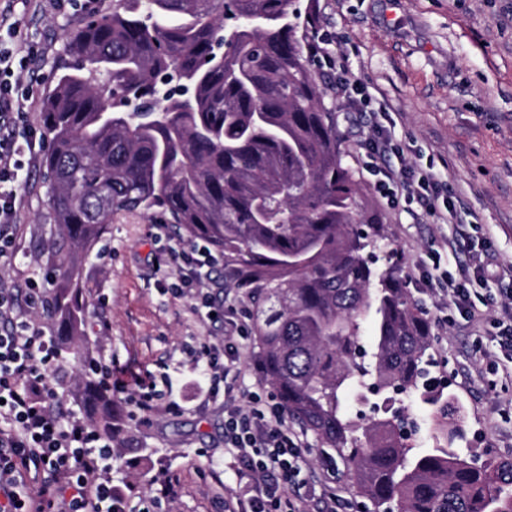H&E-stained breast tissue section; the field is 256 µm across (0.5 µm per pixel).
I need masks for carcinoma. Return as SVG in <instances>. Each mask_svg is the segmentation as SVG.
I'll return each mask as SVG.
<instances>
[{
  "label": "carcinoma",
  "instance_id": "1",
  "mask_svg": "<svg viewBox=\"0 0 512 512\" xmlns=\"http://www.w3.org/2000/svg\"><path fill=\"white\" fill-rule=\"evenodd\" d=\"M293 0H116L66 36L76 60L44 99L54 226L76 247L123 211L161 213L224 253L254 294L266 380L288 415L349 464L375 512H512V461L477 465L414 448L393 418L362 435L345 412L357 387H420L430 325L374 267L380 227L343 165L332 113ZM223 42V62L202 66ZM189 79L188 101L157 99L159 76ZM134 100L144 108L127 110ZM52 312L82 336L74 261L54 263ZM373 329L370 349L362 324ZM89 424L116 432L112 396L80 377Z\"/></svg>",
  "mask_w": 512,
  "mask_h": 512
}]
</instances>
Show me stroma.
I'll list each match as a JSON object with an SVG mask.
<instances>
[{
  "instance_id": "stroma-1",
  "label": "stroma",
  "mask_w": 512,
  "mask_h": 512,
  "mask_svg": "<svg viewBox=\"0 0 512 512\" xmlns=\"http://www.w3.org/2000/svg\"><path fill=\"white\" fill-rule=\"evenodd\" d=\"M112 3L75 0L61 16L48 0H29L19 37L34 42L35 54L20 75V88L33 104L19 119V130L43 127L42 102L72 62L65 34L91 14L111 11ZM313 3L319 26L339 39L349 78L372 100L387 103L386 127L404 149L408 172L433 168L462 201L450 224L390 207L361 169L362 148L373 136L372 117L354 121L337 111L334 95H326V106L337 112L342 161L380 223V246L391 253L377 269L392 273L423 308L431 325L432 374L462 407L466 437L457 450L481 459H512V362L495 339V323L512 303V280L487 273L473 280L479 315L472 319L449 311L435 285L437 273H456L473 248L494 254L498 265L512 266V0H296V7L302 11ZM16 207L12 254L0 261V281L51 291L45 275L53 251L72 245L50 237L41 160L30 163ZM161 221L160 215L139 211L115 214L100 242L75 256L86 351L94 358L100 349L111 350L112 373L127 384L126 392L112 395L119 425L112 447L120 457L112 483L135 486L130 512H224V499L236 485L233 459L224 447V398L201 394L192 353L205 338L220 340L238 327L245 335L238 353L245 385L260 386L265 395L273 388L263 380L249 289L234 287L223 266H216L202 285L213 308L201 309L194 292L180 290L188 270L165 262L169 248L183 237ZM461 232L466 248L433 262L432 251ZM149 372L167 376L162 395L182 405L180 414L134 418L128 393ZM395 406L417 425L413 447H447V420L431 415L412 396L399 397ZM286 427L302 446V481L335 493L336 512H374L335 451L320 447L294 422ZM202 449L226 467L222 478L200 467ZM165 474L178 477L182 487L169 501L155 497L154 480Z\"/></svg>"
}]
</instances>
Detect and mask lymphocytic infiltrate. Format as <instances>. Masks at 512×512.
<instances>
[{"label": "lymphocytic infiltrate", "instance_id": "obj_1", "mask_svg": "<svg viewBox=\"0 0 512 512\" xmlns=\"http://www.w3.org/2000/svg\"><path fill=\"white\" fill-rule=\"evenodd\" d=\"M19 21L0 13V258L10 254L12 228L17 222L16 199L25 183L26 157L37 154L42 138L35 131L18 133L15 119L24 107L10 81L14 65H26L23 46L7 45ZM336 35L318 30L307 51L318 69L329 75L338 105L353 118L373 114L386 118V104L371 107L361 86L351 82ZM404 151L392 147L383 126L365 146L362 169L385 198H404L428 212L449 220L456 214V196L437 203L432 170L419 176L397 167ZM486 252L471 256L457 275H444L448 303L466 318L476 306L468 289L470 276L492 266ZM59 352L53 339L33 328L17 313L15 293L0 288V512H124L123 495L112 484L111 440L93 432L78 414L62 415L55 408V393L47 379L58 368ZM194 361L209 393H223L224 446L240 463L238 482L250 493L237 512H307L308 498L301 494L298 476L302 450L286 428L280 406L264 407L259 393L250 391L238 401L234 362L221 359L220 347H200Z\"/></svg>", "mask_w": 512, "mask_h": 512}]
</instances>
